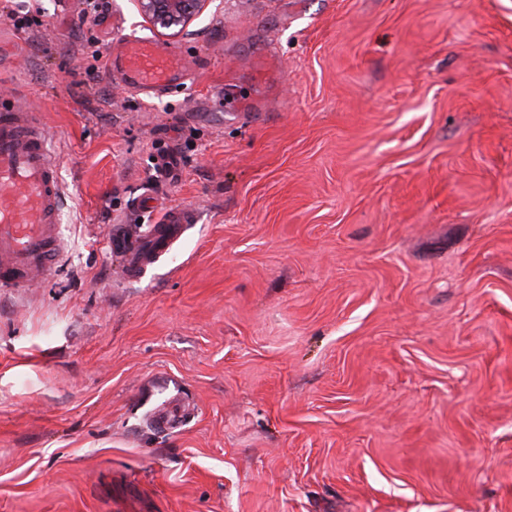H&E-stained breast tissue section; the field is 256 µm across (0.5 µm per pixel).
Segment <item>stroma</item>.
Wrapping results in <instances>:
<instances>
[{
  "instance_id": "35a3bbf8",
  "label": "stroma",
  "mask_w": 512,
  "mask_h": 512,
  "mask_svg": "<svg viewBox=\"0 0 512 512\" xmlns=\"http://www.w3.org/2000/svg\"><path fill=\"white\" fill-rule=\"evenodd\" d=\"M109 3L0 0L69 246L0 288V512H512V0H211L154 98ZM143 195L199 221L128 281ZM108 60L114 80L148 97L182 89L188 76L182 49L148 36L114 37ZM276 65L274 61L268 60L263 69L261 80L258 82L259 89L254 95L248 97L233 98L231 102L226 103V108H232L235 117L242 122H252L255 116L254 112H260L259 104L262 100L263 90L267 84L273 85L276 81Z\"/></svg>"
}]
</instances>
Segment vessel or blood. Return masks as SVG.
<instances>
[{"mask_svg": "<svg viewBox=\"0 0 512 512\" xmlns=\"http://www.w3.org/2000/svg\"><path fill=\"white\" fill-rule=\"evenodd\" d=\"M108 71L114 80L148 97L183 88L187 80L181 48L148 36L113 38ZM261 94L232 99L239 121H253ZM64 188L50 141L37 113L25 97L0 109V288L20 293L47 279L68 245L60 234ZM138 209L161 211L162 217L146 234L130 236L113 231L110 250L119 252L127 277L140 279L148 266L168 253L197 223L198 213L183 205L158 207L144 197Z\"/></svg>", "mask_w": 512, "mask_h": 512, "instance_id": "obj_1", "label": "vessel or blood"}]
</instances>
